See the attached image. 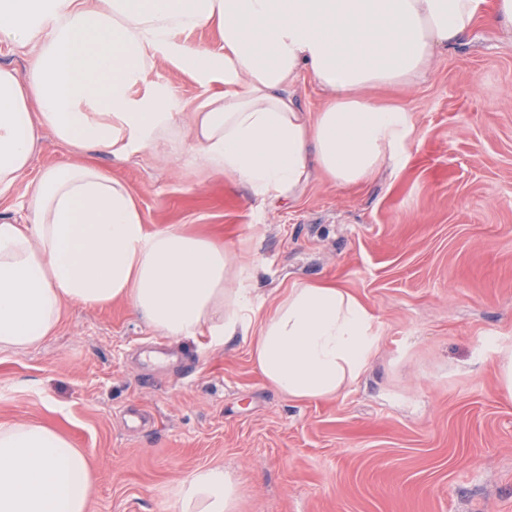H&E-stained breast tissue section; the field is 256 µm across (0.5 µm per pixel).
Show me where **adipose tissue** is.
Here are the masks:
<instances>
[{
  "instance_id": "ef3b65f1",
  "label": "adipose tissue",
  "mask_w": 512,
  "mask_h": 512,
  "mask_svg": "<svg viewBox=\"0 0 512 512\" xmlns=\"http://www.w3.org/2000/svg\"><path fill=\"white\" fill-rule=\"evenodd\" d=\"M483 2L0 0V42L37 45L24 71L0 67V190L27 175L45 130L116 161L163 151L262 205L297 200L316 173L365 181L399 167L419 135L413 112L368 90L418 84L476 21L512 30V0ZM211 23L220 48L182 40ZM162 61L223 93L185 111L153 79ZM304 74L326 94L314 113L291 92ZM256 293L251 264L174 226L147 232L126 186L88 163L42 170L25 216L0 213V352L39 345L65 304L126 301L177 341L251 336L256 368L288 399L357 381L379 339L366 304L302 283L261 318ZM94 484L85 453L58 431L0 424V512H88ZM238 495L232 473L204 467L179 484L175 512H235Z\"/></svg>"
}]
</instances>
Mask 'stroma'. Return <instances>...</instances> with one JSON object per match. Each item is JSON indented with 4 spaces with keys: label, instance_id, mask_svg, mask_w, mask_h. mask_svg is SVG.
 <instances>
[{
    "label": "stroma",
    "instance_id": "obj_1",
    "mask_svg": "<svg viewBox=\"0 0 512 512\" xmlns=\"http://www.w3.org/2000/svg\"><path fill=\"white\" fill-rule=\"evenodd\" d=\"M194 105L222 92L160 64ZM414 112L404 164L339 188L314 175L269 208L242 184L149 152L122 163L45 133L31 174L86 161L122 181L146 231L169 226L257 267L264 308L333 283L377 317L379 342L335 397L268 385L250 339L174 341L129 303L67 305L39 346L0 353V423L51 426L85 451L90 512H174L178 484L219 466L237 512H512V34L476 23L419 84L373 90Z\"/></svg>",
    "mask_w": 512,
    "mask_h": 512
}]
</instances>
